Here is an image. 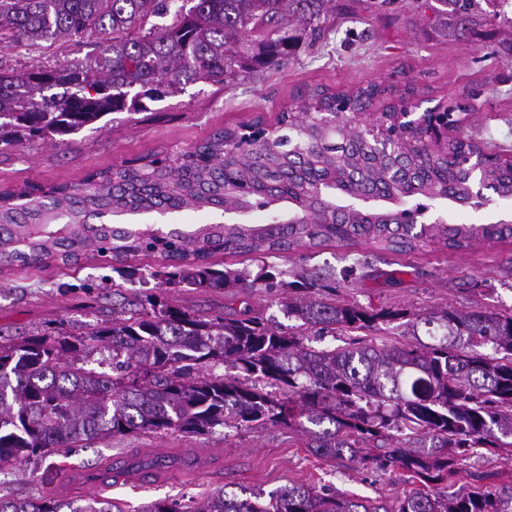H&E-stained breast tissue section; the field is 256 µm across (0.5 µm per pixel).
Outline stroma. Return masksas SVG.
Segmentation results:
<instances>
[{"instance_id":"obj_1","label":"stroma","mask_w":512,"mask_h":512,"mask_svg":"<svg viewBox=\"0 0 512 512\" xmlns=\"http://www.w3.org/2000/svg\"><path fill=\"white\" fill-rule=\"evenodd\" d=\"M436 0H331L319 20L321 36L289 23L287 62L216 87L198 82L181 93L147 102L139 112H114L65 136L35 137L0 149V188L83 183L89 174L161 151L185 149L224 128L255 119L275 126L298 90L324 85L345 91L370 83H412L425 97L467 100V140L486 152L512 156V0H475L469 21L435 11ZM100 40L60 39L0 49V65L63 67L97 52ZM276 269L332 270L338 299L368 310L401 309L403 318L379 324L375 341L401 342L407 316L439 308L504 312L512 309V239L466 250L435 244L396 253L374 243L329 242L274 259ZM110 264L90 253L77 267L50 266L0 272V338L20 341L50 333L60 320L88 325L111 314L112 291L102 287ZM301 427L241 431L215 428L206 435L178 431L118 435L46 459L30 458L0 471V498H45L81 506L89 493L64 487L72 470L120 462L164 449L194 456L200 472L173 473L137 487L118 486L104 497L121 512L155 500L199 502L218 491H265L306 484L325 493L394 507L416 489L400 471L326 460L313 455ZM456 487L493 472L512 484V460L476 449L461 463Z\"/></svg>"}]
</instances>
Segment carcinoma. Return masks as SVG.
Masks as SVG:
<instances>
[{"mask_svg": "<svg viewBox=\"0 0 512 512\" xmlns=\"http://www.w3.org/2000/svg\"><path fill=\"white\" fill-rule=\"evenodd\" d=\"M328 0H0V37L55 41L97 33L102 50L67 67L0 68V146L69 135L113 112L137 111L197 82L223 86L288 57V17L316 31ZM171 18L162 27L154 19ZM381 90L346 94L372 105ZM319 112L281 113L279 127L240 149L224 129L188 150L121 164L79 186L0 191V269L76 265L89 250L133 280L129 259H162L140 287L112 283V317L81 331L59 323L54 333L0 343V470L30 457L67 454L83 443L133 432L207 434L226 429L301 426L314 432L317 456L398 469L429 486L389 510L305 484L252 491L244 499L220 491L196 506L152 501L138 512H512V486L491 472L448 494L435 486L460 474L472 448L512 456V313L440 309L410 324L406 343L353 341L319 347L311 337L372 330L399 316L336 301L320 273L295 281L262 265L255 277L217 268L218 254L281 255L325 242L381 243L394 252L439 242L461 250L478 241L512 238V224H390L387 207L350 211L344 192L325 183L336 166L357 173L352 190L388 183L400 206L448 197L477 210L467 167L470 144L448 142L430 157L374 151L347 130L355 118L332 112L336 94L307 90ZM490 190L512 196V171L491 166ZM237 224H202L163 237L115 224L92 227L99 215L221 210ZM155 281V286L146 284ZM160 288L246 294L275 299L294 326L275 325L247 305L233 313L198 314L175 306ZM428 327L431 341L420 338ZM43 499H1L0 512H60Z\"/></svg>", "mask_w": 512, "mask_h": 512, "instance_id": "1", "label": "carcinoma"}]
</instances>
